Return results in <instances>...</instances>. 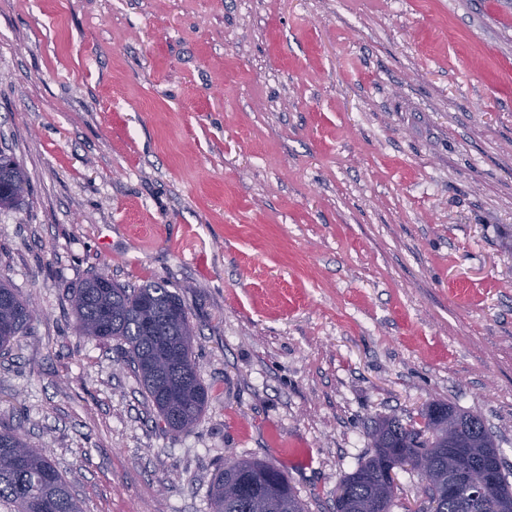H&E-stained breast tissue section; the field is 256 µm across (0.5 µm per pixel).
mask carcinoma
Returning a JSON list of instances; mask_svg holds the SVG:
<instances>
[{"mask_svg":"<svg viewBox=\"0 0 512 512\" xmlns=\"http://www.w3.org/2000/svg\"><path fill=\"white\" fill-rule=\"evenodd\" d=\"M25 173L15 158L0 151V209L16 207L23 198ZM76 328L97 341L126 346L130 363L163 428L174 434L199 420L209 391L193 360V330L185 305L163 281L130 288L95 275L77 289ZM31 303L0 282V352L31 325ZM421 424L385 419L371 432L368 457L344 480L349 497L336 499V512H366L379 495L385 470L405 454L426 457L436 487L433 512H470L451 484L455 458L483 460L503 467L496 442L484 443L488 430L475 433L473 417L448 403H430L420 411ZM512 475L501 472L488 492L482 512L512 500ZM211 512H306L284 470L267 462L241 459L219 469L210 485ZM0 505L8 512H83L70 482L54 466L47 449L15 429L0 430Z\"/></svg>","mask_w":512,"mask_h":512,"instance_id":"cac0c4a2","label":"carcinoma"}]
</instances>
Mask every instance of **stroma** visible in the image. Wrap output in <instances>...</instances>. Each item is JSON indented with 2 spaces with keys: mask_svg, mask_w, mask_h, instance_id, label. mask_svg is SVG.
<instances>
[{
  "mask_svg": "<svg viewBox=\"0 0 512 512\" xmlns=\"http://www.w3.org/2000/svg\"><path fill=\"white\" fill-rule=\"evenodd\" d=\"M0 150V281L38 310L0 427L84 512H210L251 458L336 512L374 422L432 400L512 465V0H0ZM94 274L184 303L192 430L77 333ZM25 173L12 155L0 151V209L16 207L23 198Z\"/></svg>",
  "mask_w": 512,
  "mask_h": 512,
  "instance_id": "stroma-1",
  "label": "stroma"
}]
</instances>
